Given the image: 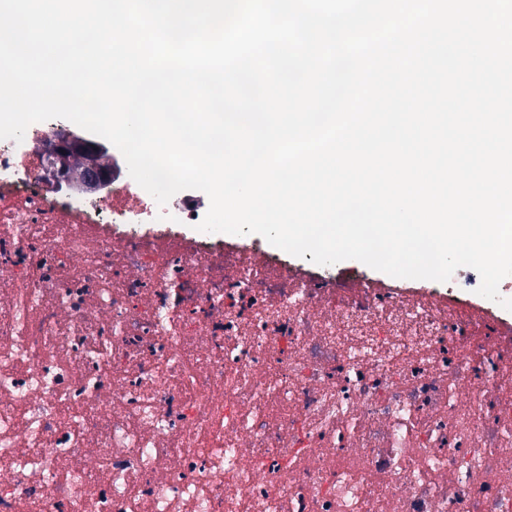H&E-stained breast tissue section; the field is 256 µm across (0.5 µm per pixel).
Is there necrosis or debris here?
<instances>
[{
    "label": "necrosis or debris",
    "mask_w": 512,
    "mask_h": 512,
    "mask_svg": "<svg viewBox=\"0 0 512 512\" xmlns=\"http://www.w3.org/2000/svg\"><path fill=\"white\" fill-rule=\"evenodd\" d=\"M54 162L0 139V512H512V339Z\"/></svg>",
    "instance_id": "1"
}]
</instances>
